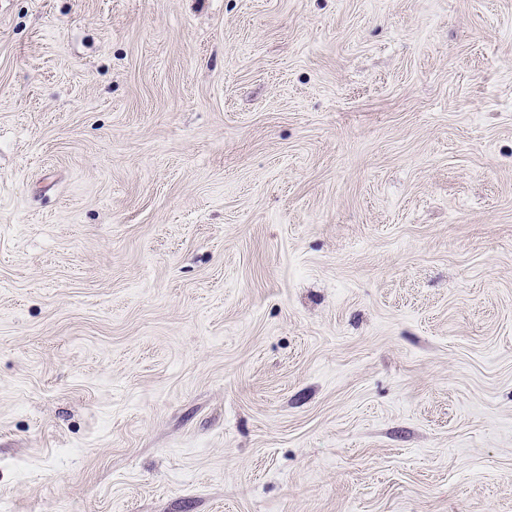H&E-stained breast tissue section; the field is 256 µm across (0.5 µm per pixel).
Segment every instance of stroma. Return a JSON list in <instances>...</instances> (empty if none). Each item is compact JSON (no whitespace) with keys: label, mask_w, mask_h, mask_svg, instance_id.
I'll return each instance as SVG.
<instances>
[{"label":"stroma","mask_w":512,"mask_h":512,"mask_svg":"<svg viewBox=\"0 0 512 512\" xmlns=\"http://www.w3.org/2000/svg\"><path fill=\"white\" fill-rule=\"evenodd\" d=\"M0 512H512V0H0Z\"/></svg>","instance_id":"35a3bbf8"}]
</instances>
